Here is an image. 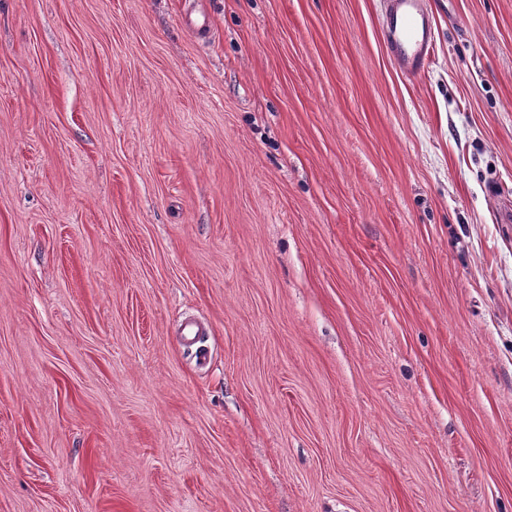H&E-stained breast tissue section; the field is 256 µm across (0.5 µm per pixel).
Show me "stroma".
Returning a JSON list of instances; mask_svg holds the SVG:
<instances>
[{
	"label": "stroma",
	"mask_w": 512,
	"mask_h": 512,
	"mask_svg": "<svg viewBox=\"0 0 512 512\" xmlns=\"http://www.w3.org/2000/svg\"><path fill=\"white\" fill-rule=\"evenodd\" d=\"M424 4L0 0V512H512V0ZM383 28L385 45L394 65L407 77L427 67L434 41L432 19L423 0H385Z\"/></svg>",
	"instance_id": "35a3bbf8"
}]
</instances>
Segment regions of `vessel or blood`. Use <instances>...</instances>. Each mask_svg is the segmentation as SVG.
Returning a JSON list of instances; mask_svg holds the SVG:
<instances>
[{
	"label": "vessel or blood",
	"mask_w": 512,
	"mask_h": 512,
	"mask_svg": "<svg viewBox=\"0 0 512 512\" xmlns=\"http://www.w3.org/2000/svg\"><path fill=\"white\" fill-rule=\"evenodd\" d=\"M383 28L387 52L397 69L414 77L427 67L434 26L423 0H384Z\"/></svg>",
	"instance_id": "obj_1"
}]
</instances>
